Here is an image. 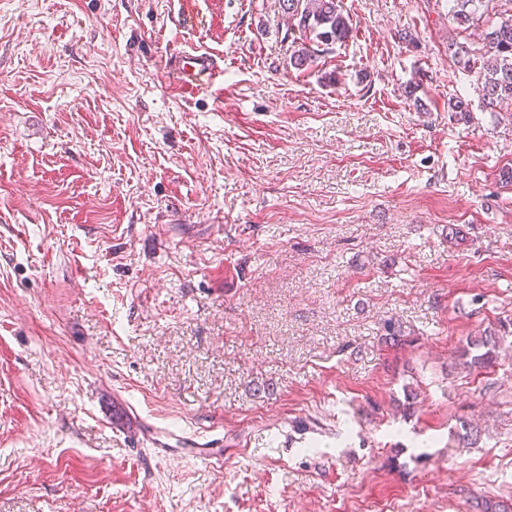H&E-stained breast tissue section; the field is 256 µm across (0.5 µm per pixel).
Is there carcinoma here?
I'll return each mask as SVG.
<instances>
[{
	"instance_id": "obj_1",
	"label": "carcinoma",
	"mask_w": 512,
	"mask_h": 512,
	"mask_svg": "<svg viewBox=\"0 0 512 512\" xmlns=\"http://www.w3.org/2000/svg\"><path fill=\"white\" fill-rule=\"evenodd\" d=\"M451 2L453 19L458 25L469 27L488 12L490 0ZM282 12L301 40V47L290 58L298 70L314 66L323 47L342 44L351 37L352 26L343 14L340 0H282ZM448 52L475 77L482 101L492 106L512 103V17L488 25L480 45L449 39ZM502 341V336H474L461 348L460 356L470 367H488L497 357Z\"/></svg>"
}]
</instances>
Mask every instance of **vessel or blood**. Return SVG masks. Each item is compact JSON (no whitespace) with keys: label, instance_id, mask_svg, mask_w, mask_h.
Wrapping results in <instances>:
<instances>
[{"label":"vessel or blood","instance_id":"obj_1","mask_svg":"<svg viewBox=\"0 0 512 512\" xmlns=\"http://www.w3.org/2000/svg\"><path fill=\"white\" fill-rule=\"evenodd\" d=\"M168 78L171 87L189 99L223 87L224 70L212 53L182 51L174 56Z\"/></svg>","mask_w":512,"mask_h":512}]
</instances>
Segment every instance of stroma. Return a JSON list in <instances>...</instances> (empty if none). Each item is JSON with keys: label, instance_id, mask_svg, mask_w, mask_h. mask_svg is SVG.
<instances>
[{"label": "stroma", "instance_id": "35a3bbf8", "mask_svg": "<svg viewBox=\"0 0 512 512\" xmlns=\"http://www.w3.org/2000/svg\"><path fill=\"white\" fill-rule=\"evenodd\" d=\"M281 4L0 0V512L512 499V348L459 357L512 336V106L448 109L482 28L342 0L303 71ZM191 47L218 97L171 91ZM504 341V336H474L467 340L460 350V356L470 367H488L497 357L496 350Z\"/></svg>", "mask_w": 512, "mask_h": 512}]
</instances>
